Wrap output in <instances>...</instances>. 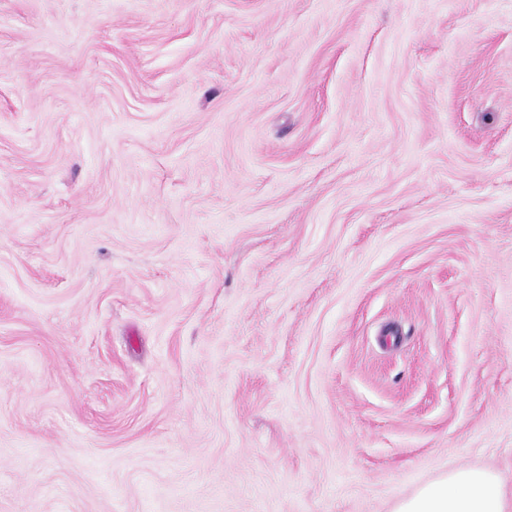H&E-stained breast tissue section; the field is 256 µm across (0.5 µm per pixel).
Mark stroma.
Masks as SVG:
<instances>
[{
	"mask_svg": "<svg viewBox=\"0 0 512 512\" xmlns=\"http://www.w3.org/2000/svg\"><path fill=\"white\" fill-rule=\"evenodd\" d=\"M512 508V0H0V512ZM393 512H507L501 478L485 469H453L400 501Z\"/></svg>",
	"mask_w": 512,
	"mask_h": 512,
	"instance_id": "obj_1",
	"label": "stroma"
}]
</instances>
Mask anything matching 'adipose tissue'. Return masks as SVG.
I'll use <instances>...</instances> for the list:
<instances>
[{
  "label": "adipose tissue",
  "instance_id": "1",
  "mask_svg": "<svg viewBox=\"0 0 512 512\" xmlns=\"http://www.w3.org/2000/svg\"><path fill=\"white\" fill-rule=\"evenodd\" d=\"M394 512H505L502 481L484 469H453L400 501Z\"/></svg>",
  "mask_w": 512,
  "mask_h": 512
}]
</instances>
